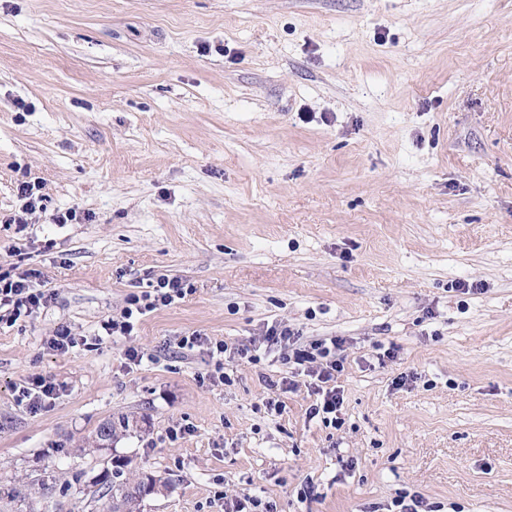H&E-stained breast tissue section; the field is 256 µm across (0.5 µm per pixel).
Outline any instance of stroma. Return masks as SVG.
I'll use <instances>...</instances> for the list:
<instances>
[{"mask_svg": "<svg viewBox=\"0 0 512 512\" xmlns=\"http://www.w3.org/2000/svg\"><path fill=\"white\" fill-rule=\"evenodd\" d=\"M0 257L53 292L0 324L2 484L121 458L167 485L142 512H512V0H0ZM161 275L192 293L101 337ZM276 321L344 338L341 428L279 350L222 384L176 346ZM41 188L39 182L23 181L18 185V195L24 201L21 207L22 214H27L35 211L37 208H41V202L43 201V195L39 194ZM58 388L43 377H34L25 382L19 390V401L31 409H39L49 403L57 394ZM133 423V420L130 422L127 416H120L117 420L108 419L97 427L96 438L103 448L108 447L119 434L129 432L130 428L133 429Z\"/></svg>", "mask_w": 512, "mask_h": 512, "instance_id": "stroma-1", "label": "stroma"}]
</instances>
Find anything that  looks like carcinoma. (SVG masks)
Instances as JSON below:
<instances>
[{"instance_id":"1","label":"carcinoma","mask_w":512,"mask_h":512,"mask_svg":"<svg viewBox=\"0 0 512 512\" xmlns=\"http://www.w3.org/2000/svg\"><path fill=\"white\" fill-rule=\"evenodd\" d=\"M134 424L129 417L120 416L108 419L96 429V438L102 447H107L119 434L130 431ZM125 462L117 458L112 461V469L105 470L93 480L98 499L104 501L102 512H140L141 503L156 494L162 484L152 475H144L136 480L125 476ZM83 474L73 475V482L56 487L54 476L47 475L37 483L35 493L20 489L14 485L0 486V512H44V503L54 492H67L72 484H81Z\"/></svg>"}]
</instances>
